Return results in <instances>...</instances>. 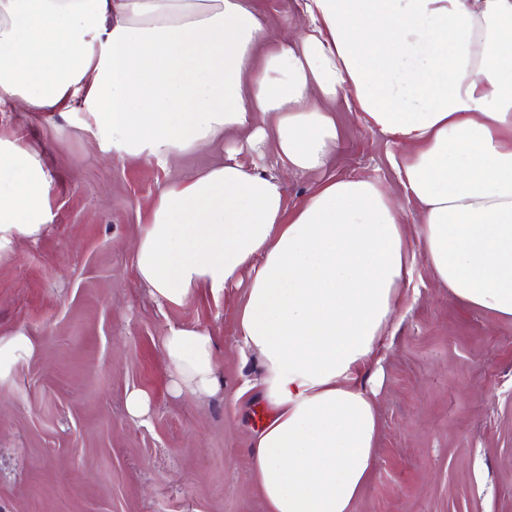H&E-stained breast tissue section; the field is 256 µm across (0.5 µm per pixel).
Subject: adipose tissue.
<instances>
[{"mask_svg": "<svg viewBox=\"0 0 512 512\" xmlns=\"http://www.w3.org/2000/svg\"><path fill=\"white\" fill-rule=\"evenodd\" d=\"M281 34L253 0H0V109L75 115L104 150L177 164L224 139L223 164L168 182L140 226L139 279L167 306L246 282L244 351L270 414L252 438L266 512H351L379 421L381 363L418 259L454 297L512 317V0H303ZM344 98L391 136L420 250L379 181L331 177L288 209L246 155L326 167ZM41 152L0 134V254L51 224ZM175 393L219 388L205 331L169 326Z\"/></svg>", "mask_w": 512, "mask_h": 512, "instance_id": "obj_1", "label": "adipose tissue"}]
</instances>
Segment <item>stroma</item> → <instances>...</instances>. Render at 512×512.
Segmentation results:
<instances>
[{
    "mask_svg": "<svg viewBox=\"0 0 512 512\" xmlns=\"http://www.w3.org/2000/svg\"><path fill=\"white\" fill-rule=\"evenodd\" d=\"M341 144L321 171L267 153L288 207L332 176L402 192L387 135L344 100ZM45 151L52 224L0 257V338L27 331L33 352L0 382V512H265L247 448L269 413L260 364L241 352L244 288L161 305L135 270L134 241L165 184L223 163L217 140L169 169L101 149L71 115L0 112V130ZM204 329L224 385L171 391L170 325ZM370 480L352 512H512V318L459 301L419 262L383 350ZM146 391L131 420L125 393Z\"/></svg>",
    "mask_w": 512,
    "mask_h": 512,
    "instance_id": "stroma-1",
    "label": "stroma"
}]
</instances>
